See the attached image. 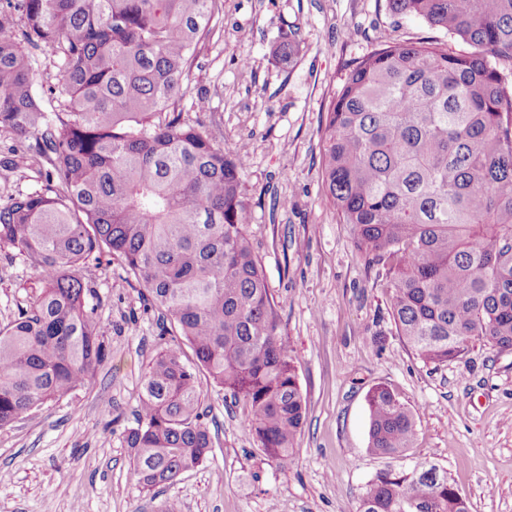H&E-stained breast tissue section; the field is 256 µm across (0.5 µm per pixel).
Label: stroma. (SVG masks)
Masks as SVG:
<instances>
[{
  "label": "stroma",
  "instance_id": "1",
  "mask_svg": "<svg viewBox=\"0 0 512 512\" xmlns=\"http://www.w3.org/2000/svg\"><path fill=\"white\" fill-rule=\"evenodd\" d=\"M209 37L183 81L181 106L227 151L246 155L247 236L258 257L306 399L293 456L268 458L248 408L202 379L213 447L175 484L145 490L127 430L144 373L166 346L162 320L121 266L90 268L108 347L89 389L0 429V512H357L369 480L391 467L368 451L372 388L415 413L402 465L436 467L469 512H512V351L475 346L439 366L398 335L385 277L368 268L323 191L322 128L352 64L387 44L470 47L388 0H217ZM297 31L293 63L273 51ZM33 267L0 250V325L36 293Z\"/></svg>",
  "mask_w": 512,
  "mask_h": 512
}]
</instances>
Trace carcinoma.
Wrapping results in <instances>:
<instances>
[{"label":"carcinoma","instance_id":"1","mask_svg":"<svg viewBox=\"0 0 512 512\" xmlns=\"http://www.w3.org/2000/svg\"><path fill=\"white\" fill-rule=\"evenodd\" d=\"M217 0H0V132L28 141L42 185L0 206V248L33 263L39 293L0 326V428L88 387L108 358L92 281L121 265L180 341L144 376L127 430L133 475L171 485L207 459L198 371L250 409L271 459L295 452L306 402L262 267L245 233L247 157L218 146L180 105ZM473 51L387 45L357 61L322 130L324 191L368 266L391 288L397 332L424 362L475 342L512 350V0H388ZM296 33L275 50L299 52ZM57 58L45 112L33 51ZM195 360L183 359L181 343ZM369 451L399 461L415 414L389 388L368 395ZM357 512H468L436 469L379 472Z\"/></svg>","mask_w":512,"mask_h":512}]
</instances>
